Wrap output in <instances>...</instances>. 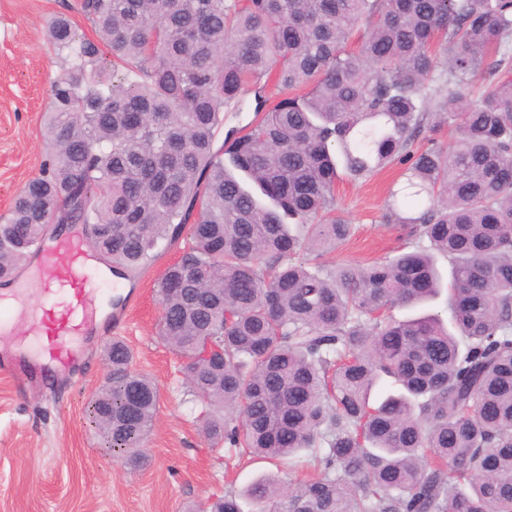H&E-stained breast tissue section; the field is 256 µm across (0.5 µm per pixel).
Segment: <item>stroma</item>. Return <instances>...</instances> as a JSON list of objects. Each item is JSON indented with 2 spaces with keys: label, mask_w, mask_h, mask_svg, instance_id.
<instances>
[{
  "label": "stroma",
  "mask_w": 512,
  "mask_h": 512,
  "mask_svg": "<svg viewBox=\"0 0 512 512\" xmlns=\"http://www.w3.org/2000/svg\"><path fill=\"white\" fill-rule=\"evenodd\" d=\"M72 2L0 0V215L41 168L50 85L61 69L46 27ZM402 173V166L393 165L365 180L337 182L336 213L354 233L327 254L328 262L363 264L406 250V231L383 221ZM178 256V248H171L126 283L138 304L123 337L135 368L148 374L160 393L145 444L149 466L127 470L90 421V405L107 370V341L93 339L73 378L57 374L20 393L0 376V512H193L225 490L287 472L281 461L251 456L226 467L228 448L202 434L200 403L182 383L178 358L158 337L161 310L154 284ZM33 267L26 262L14 277L21 288L12 330L0 333V350L21 340L30 349L40 347L29 333L44 296Z\"/></svg>",
  "instance_id": "obj_1"
}]
</instances>
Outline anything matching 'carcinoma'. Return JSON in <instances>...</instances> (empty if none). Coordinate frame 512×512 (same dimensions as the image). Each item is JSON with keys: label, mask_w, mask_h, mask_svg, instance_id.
<instances>
[{"label": "carcinoma", "mask_w": 512, "mask_h": 512, "mask_svg": "<svg viewBox=\"0 0 512 512\" xmlns=\"http://www.w3.org/2000/svg\"><path fill=\"white\" fill-rule=\"evenodd\" d=\"M71 9L96 38L49 22L64 63L49 150L0 217V282L51 218L90 225L123 276L187 235L156 283L159 337L204 436L308 457L296 479L260 476L201 512H512V0ZM248 94L258 119L224 130ZM395 163L406 180L383 220L414 246L325 263L353 231L336 181ZM443 292L447 322L394 315ZM106 352L116 372L92 422L139 469L159 390L123 339ZM384 378L399 392L372 398Z\"/></svg>", "instance_id": "cac0c4a2"}]
</instances>
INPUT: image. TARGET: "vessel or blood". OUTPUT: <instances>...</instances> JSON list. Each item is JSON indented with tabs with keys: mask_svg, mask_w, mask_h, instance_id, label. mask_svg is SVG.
<instances>
[{
	"mask_svg": "<svg viewBox=\"0 0 512 512\" xmlns=\"http://www.w3.org/2000/svg\"><path fill=\"white\" fill-rule=\"evenodd\" d=\"M45 294L55 288L66 287L71 292V309L68 314L54 317L42 313L34 327L45 336V363H34L23 354H1L0 374L10 378L16 389L39 383L46 364L62 369L78 367V351L71 339L75 336H92L97 330L112 333L125 322V308H117L112 315H104L103 305L96 296L99 273L95 257L84 250L80 240L69 236L56 240L41 249L37 261Z\"/></svg>",
	"mask_w": 512,
	"mask_h": 512,
	"instance_id": "vessel-or-blood-1",
	"label": "vessel or blood"
}]
</instances>
